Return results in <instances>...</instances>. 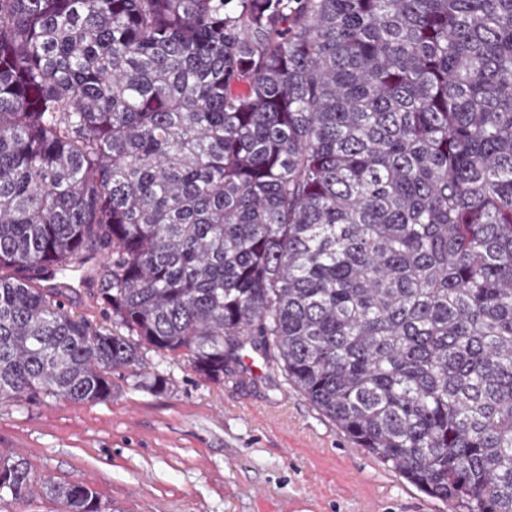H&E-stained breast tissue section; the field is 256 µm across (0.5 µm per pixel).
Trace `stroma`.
Returning <instances> with one entry per match:
<instances>
[{"mask_svg": "<svg viewBox=\"0 0 512 512\" xmlns=\"http://www.w3.org/2000/svg\"><path fill=\"white\" fill-rule=\"evenodd\" d=\"M164 393L130 373L111 399L0 405V457L40 479L83 483L103 512H448L355 448L261 358L223 384L187 359L145 351Z\"/></svg>", "mask_w": 512, "mask_h": 512, "instance_id": "stroma-1", "label": "stroma"}]
</instances>
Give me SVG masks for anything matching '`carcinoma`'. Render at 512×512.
<instances>
[{"instance_id":"carcinoma-1","label":"carcinoma","mask_w":512,"mask_h":512,"mask_svg":"<svg viewBox=\"0 0 512 512\" xmlns=\"http://www.w3.org/2000/svg\"><path fill=\"white\" fill-rule=\"evenodd\" d=\"M89 262L121 333L61 301ZM248 346L450 512H512V0H0V403Z\"/></svg>"}]
</instances>
